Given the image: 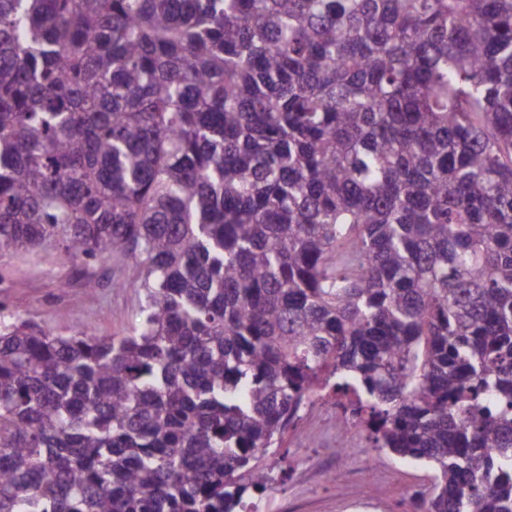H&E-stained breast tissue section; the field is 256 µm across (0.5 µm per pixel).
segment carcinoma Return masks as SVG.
<instances>
[{"mask_svg":"<svg viewBox=\"0 0 512 512\" xmlns=\"http://www.w3.org/2000/svg\"><path fill=\"white\" fill-rule=\"evenodd\" d=\"M128 259L122 336L0 304V512H258L326 388L512 512V0H0V253Z\"/></svg>","mask_w":512,"mask_h":512,"instance_id":"1","label":"carcinoma"}]
</instances>
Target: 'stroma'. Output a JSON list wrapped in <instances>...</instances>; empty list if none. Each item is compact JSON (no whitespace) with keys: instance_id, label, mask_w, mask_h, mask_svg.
<instances>
[{"instance_id":"1","label":"stroma","mask_w":512,"mask_h":512,"mask_svg":"<svg viewBox=\"0 0 512 512\" xmlns=\"http://www.w3.org/2000/svg\"><path fill=\"white\" fill-rule=\"evenodd\" d=\"M123 260L85 265L58 245L0 256V303L59 332L82 326L102 335L128 331L140 305L136 288H120ZM333 401L319 399L281 441L283 460L259 512H403L401 492L429 488L428 466L385 453L372 458L365 434L339 436ZM340 485H333V475Z\"/></svg>"}]
</instances>
